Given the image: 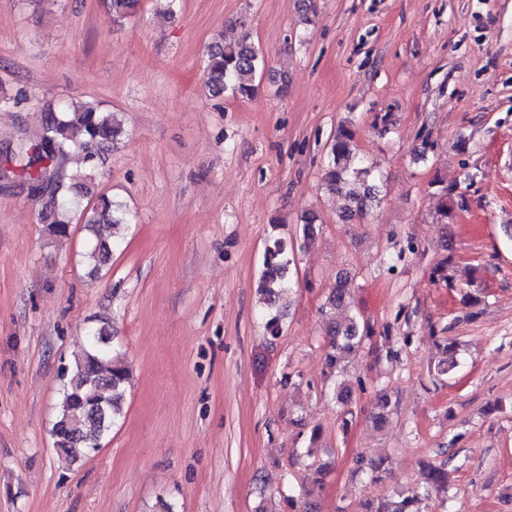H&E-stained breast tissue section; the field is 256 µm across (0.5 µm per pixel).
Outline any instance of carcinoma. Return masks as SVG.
I'll return each instance as SVG.
<instances>
[{"instance_id":"carcinoma-1","label":"carcinoma","mask_w":512,"mask_h":512,"mask_svg":"<svg viewBox=\"0 0 512 512\" xmlns=\"http://www.w3.org/2000/svg\"><path fill=\"white\" fill-rule=\"evenodd\" d=\"M139 0H111L112 23L117 25L132 15ZM263 50L243 35L239 40L226 42L219 39L207 49L205 73L207 85L215 96L231 94L251 97L255 79L265 69ZM123 129L121 120L112 112H101L86 103L72 102L58 109L42 113L40 132L27 137L5 155L7 165L0 179L18 181L29 197L42 202L43 218L49 221L55 237L69 235L70 225L81 219L92 236L83 258L89 271L99 275L109 264L116 244L105 231L127 221L120 204L102 194L90 211L76 213L78 198L67 185L66 161L73 155L83 163L84 179L94 180L99 175L105 155L118 143ZM353 133L342 125L330 141L327 162L323 170L324 188L344 200L341 219L351 221L361 217L378 200V189L370 180L367 167L351 166ZM455 208L448 199V188H440L437 218L445 224ZM291 259L288 243L283 238L270 239L265 247L259 284L265 293L267 307L265 332L276 338L282 333V314L278 307L279 291L288 287ZM351 294L347 278L336 281L327 298L331 310L344 309ZM392 327H383L386 336L385 357L394 362L400 359L410 336L392 340ZM375 330L368 324L360 325L354 317L345 322L333 321L329 325L326 365L329 374L337 377L334 396L343 406L344 415H353L356 403L350 383L340 379L348 360L364 348L375 345ZM443 356L434 364L438 377L450 374L458 367L453 354L454 345L442 339ZM64 384L59 413L52 428L54 446L66 461L75 464L90 456L102 444L104 437L123 414L126 386L130 371L123 354L113 344V336L101 329L90 328L82 350L71 365L63 371ZM395 403L384 389L377 391L372 420L377 427L384 426L394 413ZM357 469L370 474L371 480H382L385 461L361 455L356 458ZM445 465L426 462L421 466L420 479L415 488L400 494L394 501L379 498L365 503V512H421L423 501L434 491L447 487Z\"/></svg>"}]
</instances>
